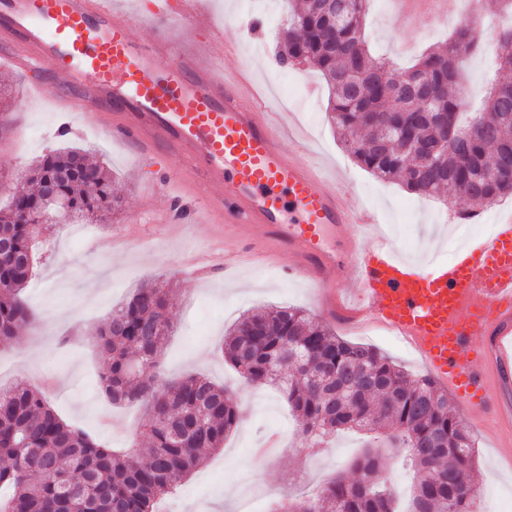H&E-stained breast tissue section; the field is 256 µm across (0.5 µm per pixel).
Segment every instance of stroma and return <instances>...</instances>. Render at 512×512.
Instances as JSON below:
<instances>
[{
	"mask_svg": "<svg viewBox=\"0 0 512 512\" xmlns=\"http://www.w3.org/2000/svg\"><path fill=\"white\" fill-rule=\"evenodd\" d=\"M447 4L450 24H470L480 39L478 50L466 60L463 86L466 99L477 105L494 61L495 41L486 28L493 0H483L485 14L474 18L464 15L462 0ZM266 7L276 27L266 31L264 44L244 33L238 36L237 53L251 64L253 78L275 86L288 82L305 96L306 109L296 113L295 125L319 163L348 183L350 202L365 203L379 213L398 257L410 262L424 255L435 262L452 260L464 241L454 232L451 210L401 183L378 180L344 150L326 119L329 90L320 74L305 64L285 69L274 64L279 30L288 19L287 0H268ZM365 35L377 54L407 66L425 49L445 42L449 32H427L421 21L394 16L387 0H372ZM0 82L15 89L12 108L0 112L1 205L27 190L23 174L41 155L69 146L84 149L90 160L107 167L123 199L119 214L104 223L84 222L80 237H72L68 225L55 224L38 239V263L25 297L39 321L22 326L13 348L0 351V385L43 387L68 423L108 447L132 450V432L146 416L136 405L113 406L104 394L99 379L103 360L92 332L148 279L163 281L174 303L175 331L161 359V376L201 372L224 382L232 375L220 354L225 329L245 312L274 305L303 308L340 338L372 345L411 373L426 372L417 351L382 333L359 331L325 312L310 284L282 277L276 265L184 274L187 261L214 245L238 253L243 246L239 230H227L218 240L201 216L182 219L173 202L176 166L162 150L143 154L114 140L105 132L102 116H68L49 100L28 102V77L3 64ZM29 341L39 346L38 355H27ZM235 395L243 420L223 448L189 475L176 495L178 512H242V500L250 495L259 496L267 510L287 497L318 491L328 478L346 473L361 451L360 439L350 433L337 436L332 448L307 450L276 387L240 382ZM465 422L477 446L475 508L504 512L512 506V463L498 456L494 437L507 435L508 429L502 425L490 432L476 414Z\"/></svg>",
	"mask_w": 512,
	"mask_h": 512,
	"instance_id": "35a3bbf8",
	"label": "stroma"
}]
</instances>
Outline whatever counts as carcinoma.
Listing matches in <instances>:
<instances>
[{"instance_id":"carcinoma-1","label":"carcinoma","mask_w":512,"mask_h":512,"mask_svg":"<svg viewBox=\"0 0 512 512\" xmlns=\"http://www.w3.org/2000/svg\"><path fill=\"white\" fill-rule=\"evenodd\" d=\"M496 65L512 71V0H498ZM368 0H301L288 5L276 62L316 69L327 83L328 118L351 156L373 176L426 197L460 195L476 208L512 196V81L494 75L474 136L460 142L465 104L456 95L460 59L478 49L469 25L439 50L399 70L373 56L363 28ZM27 192L0 208V346L34 317L24 291L36 265L40 229L26 224L48 186L68 201L67 217L104 221L116 210L112 180L83 152L62 149L27 171ZM167 289L150 281L95 329L102 388L114 404L147 415L134 441L147 461L98 443L62 420L43 391L0 386V512H155L240 424L231 390L202 374L144 379L158 366L174 327ZM224 357L248 385L276 384L307 448L341 430L370 435L353 474L327 482L315 500L278 502L269 512H397L386 486L385 451L413 469L408 512H475L473 438L456 406L427 375L412 376L376 348L340 339L308 313L261 308L224 334Z\"/></svg>"}]
</instances>
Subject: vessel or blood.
<instances>
[{"label": "vessel or blood", "instance_id": "obj_1", "mask_svg": "<svg viewBox=\"0 0 512 512\" xmlns=\"http://www.w3.org/2000/svg\"><path fill=\"white\" fill-rule=\"evenodd\" d=\"M445 4L394 0L398 14L425 9L436 19ZM153 12L205 40L135 41L142 16L122 0H0V58L42 74L35 97L63 112L107 114L121 142L164 147L184 183L222 187L203 208L213 223L246 230L248 254L287 255L286 272L317 285L343 319L397 327L463 410L511 424L512 402L490 391L512 385V214L499 219L493 237L471 239L446 264L410 263L382 244L357 256L377 214L347 204L317 166L285 150L296 134L291 115L247 74L225 78L220 65L235 54L206 0H154ZM246 98L253 106H243ZM287 208L295 214L288 222ZM346 264L357 268L350 306L333 277Z\"/></svg>", "mask_w": 512, "mask_h": 512}]
</instances>
